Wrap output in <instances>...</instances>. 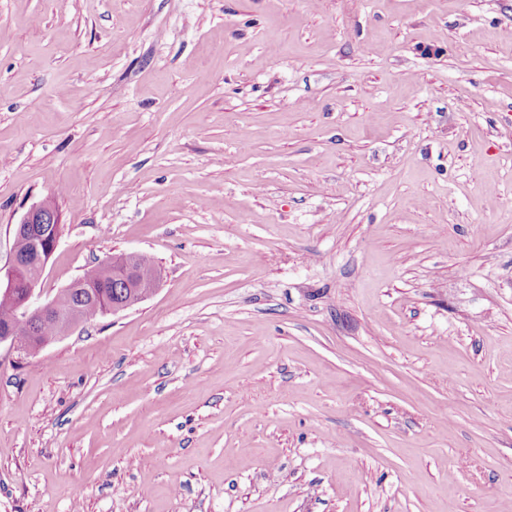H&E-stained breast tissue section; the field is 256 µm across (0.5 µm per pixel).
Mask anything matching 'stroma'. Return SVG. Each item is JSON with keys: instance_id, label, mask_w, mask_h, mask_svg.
<instances>
[{"instance_id": "1", "label": "stroma", "mask_w": 512, "mask_h": 512, "mask_svg": "<svg viewBox=\"0 0 512 512\" xmlns=\"http://www.w3.org/2000/svg\"><path fill=\"white\" fill-rule=\"evenodd\" d=\"M155 293L0 349V512H512V0H0V263ZM58 213L49 201L42 202L28 210L14 229V242L8 268L2 274L0 266V298L13 301L14 308L0 299V323L18 324L15 335L28 345V355L34 356L40 351L38 342L32 338L27 324L39 331L44 325L55 328L51 340L65 336L74 328L84 323L80 308L67 313L74 305H81L86 322L101 316L99 301L87 298L84 292L73 288L84 287L96 280L111 277L101 288H95L98 296L112 301L114 288H127L130 298L127 301H113L105 305L102 314H116L139 303L152 294L159 286L162 273L151 280H143L137 274L138 256L141 253H122L112 256L84 275L75 279L64 288L56 298L43 304L39 303L41 290L38 288L44 269L59 245L62 228L54 229ZM158 270L155 261L148 255L141 254L139 274L142 278H150ZM21 288H23L21 290ZM59 311H58V309ZM45 344V345H46Z\"/></svg>"}]
</instances>
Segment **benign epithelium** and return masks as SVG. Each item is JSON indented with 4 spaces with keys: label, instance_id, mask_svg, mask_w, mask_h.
<instances>
[{
    "label": "benign epithelium",
    "instance_id": "1",
    "mask_svg": "<svg viewBox=\"0 0 512 512\" xmlns=\"http://www.w3.org/2000/svg\"><path fill=\"white\" fill-rule=\"evenodd\" d=\"M57 218L58 213L49 201L28 210L15 226L8 268L0 273V298L14 303L13 323L27 324L36 330L51 325L56 338L84 323L78 308L64 315L58 311L54 299L39 303L41 276L62 235V228L55 226ZM137 262L136 253L114 255L75 279L70 287L80 288L105 277L112 278V287L126 288L130 293L127 301L105 305L103 313L116 314L152 294L161 282L160 273L148 281L139 278Z\"/></svg>",
    "mask_w": 512,
    "mask_h": 512
}]
</instances>
